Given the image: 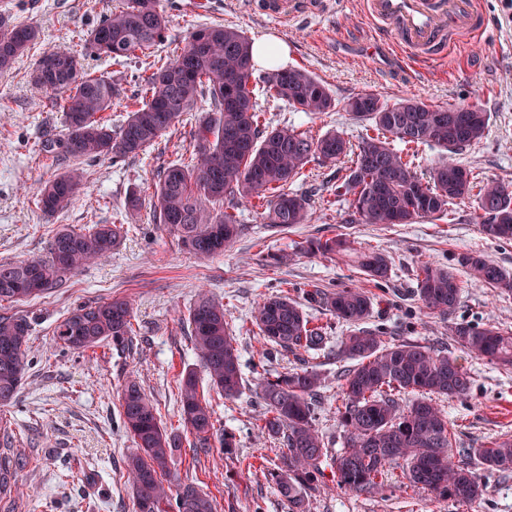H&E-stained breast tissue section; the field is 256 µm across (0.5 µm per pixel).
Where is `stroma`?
<instances>
[{
	"label": "stroma",
	"mask_w": 512,
	"mask_h": 512,
	"mask_svg": "<svg viewBox=\"0 0 512 512\" xmlns=\"http://www.w3.org/2000/svg\"><path fill=\"white\" fill-rule=\"evenodd\" d=\"M279 2L278 15L271 16L264 0H162L169 30L156 54L166 56L190 32L213 24L237 27L250 38L262 32L276 35L289 47V66L320 80L338 106L309 114L260 94L256 107L267 125L314 138L333 131L353 146L373 128L342 105L362 92L378 93L391 103L414 97L442 107L477 105L489 115L488 129L479 143L460 152L458 161L478 180L512 187V10L502 0H478L491 18L490 29L476 38L456 35L447 58L426 66L402 63L384 50L367 55L372 24L366 0H307L299 9L295 0ZM118 4L119 0H12L14 21L35 26L39 36L10 71L0 73V262L44 256L52 236L63 227L85 230L111 223L117 214L124 215L125 222L112 254L70 274L63 287L0 302V314L20 316L31 324L21 392L15 402L0 407V457L18 455L25 461L10 495L0 497V512H134L125 463L135 445L120 419L121 392L132 380L153 401L162 425L180 438L171 466L179 482L196 483L216 499L218 512H290L272 477L283 447L277 440L258 437L254 428L263 413L252 384L255 373L277 375L297 366H316L325 385L315 424L326 447L335 452L345 444L336 415L337 378L348 364L321 352H268L252 323L257 303L288 292L334 347L348 327L327 307L309 301L307 293L316 287L332 292L361 288L373 302L367 327L386 339L450 350L454 343L449 320L426 310L417 295L420 266L453 269L462 298L451 320L512 330V295L487 287L456 262L459 254L476 253L512 271V241L482 233L472 197L452 204L440 220L340 223L344 203L336 188L350 161L329 163L315 157L292 185L311 198L310 223L279 232L264 224L260 210L241 207L236 238L221 253L196 256L154 223L149 206L134 212L128 208L130 192L148 196L160 169L190 156L198 119L194 113L181 117L144 154L116 164L103 158L86 162L84 183L70 207L44 218L33 194L40 182L64 167L40 144L63 138L65 126L60 106L33 86L34 64L49 51L79 50L82 34ZM84 65L91 75L122 79L125 93L113 102L110 113L113 126H120L129 103L139 95L133 80L136 64L89 56ZM336 235L347 238L355 249L386 254L391 262L389 279L380 284L366 280L345 256L299 251L307 239ZM270 254L281 256V263H267ZM202 290L223 304L241 352L247 384L233 400L211 390L206 375L199 372L186 318ZM115 298L131 304L136 330L132 344L117 347L105 340L81 354L56 343L53 330L73 308ZM459 362L472 378L470 394L438 401L455 432L457 462L461 449L512 439V370L464 353ZM191 368L199 372V390L215 411L217 427L234 438L232 452L216 446L199 455L193 448L194 437L181 420L178 390L180 374ZM477 475L484 496L473 505L459 506L405 487L398 468L385 470L382 491L370 495L339 488L328 471L321 476L318 491L309 496L306 510L512 512V471L481 468Z\"/></svg>",
	"instance_id": "1"
}]
</instances>
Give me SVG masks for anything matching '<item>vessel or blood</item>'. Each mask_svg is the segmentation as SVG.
<instances>
[{"label":"vessel or blood","mask_w":512,"mask_h":512,"mask_svg":"<svg viewBox=\"0 0 512 512\" xmlns=\"http://www.w3.org/2000/svg\"><path fill=\"white\" fill-rule=\"evenodd\" d=\"M368 8L380 24L378 47L395 44L413 55H441L452 35L488 26L474 0H369Z\"/></svg>","instance_id":"obj_1"}]
</instances>
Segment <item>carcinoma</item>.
I'll return each mask as SVG.
<instances>
[{
    "instance_id": "carcinoma-1",
    "label": "carcinoma",
    "mask_w": 512,
    "mask_h": 512,
    "mask_svg": "<svg viewBox=\"0 0 512 512\" xmlns=\"http://www.w3.org/2000/svg\"><path fill=\"white\" fill-rule=\"evenodd\" d=\"M168 16L160 0H124L82 36L85 54L148 60L151 73L141 79L142 101L126 121L112 128L103 114L112 109L123 88L112 76H91L79 55L70 51L44 54L33 80L41 91L60 97L66 133L47 140L43 150L69 168L41 184L36 201L47 217L66 210L83 184L85 161L114 162L145 151L181 116L195 112L209 97L194 132L193 153L157 174L153 192V221L175 232L181 245L199 256L224 250L237 236L239 224L224 203L258 200L266 223L285 230L312 218L310 199L288 189L313 155L336 162L353 154L338 194L348 202L345 224H412L439 220L448 206L471 196L478 200L479 224L493 239H512V190L494 181L471 177L455 155L478 143L486 133L488 116L468 112L465 104L434 106L417 99L389 103L373 92L353 96L346 111L373 123L377 134L365 137L355 151L338 133L317 139L289 129L263 128L249 85L253 79L251 42L225 25L199 28L184 46L165 61H149L167 37ZM37 38V30L0 14V71L21 59ZM262 91L287 102L298 112L319 114L336 108L329 90L308 72L273 65L259 76ZM433 144L445 155L420 177L412 161L392 147ZM120 241L116 224H96L86 231L64 227L51 238L46 255L32 260L0 263V301H19L60 287L73 271L106 258ZM300 251L313 255L354 254L367 279L389 276V258L377 251L352 250L343 238H312ZM458 265L490 288L512 293V272L473 253H462ZM417 294L429 311L447 318L460 304L461 287L450 269L425 263L420 267ZM310 299L324 304L348 325L337 354L354 361L338 384L342 404L337 408L345 431V446L334 454L314 425V402L322 388L321 374L309 367L272 376L257 373L254 384L265 408L258 434L283 445L281 466L274 474L279 495L292 512H305L306 499L318 489L329 468L338 486L356 493L382 489L386 468L400 466L408 484L446 502L468 505L481 499L484 485L468 464L452 460L454 433L448 417L431 396L466 397L471 376L451 351L419 342L386 341L366 326L372 310L361 288L325 292ZM255 326L274 350L297 354L318 351L326 337L309 326L302 305L288 295L258 303ZM200 366L210 386L230 399L244 388L245 377L236 340L224 319V305L199 294L186 318ZM456 349L505 369L512 368V331L493 324L448 326ZM30 324L24 317L0 316V405L20 393L27 365ZM130 304L121 299L79 305L54 330L56 343L84 351L110 339L131 342ZM414 395L402 403L400 396ZM180 411L195 438L194 447L208 452L216 441L232 451L233 439L216 427L214 411L198 392L193 370L179 380ZM120 419L137 452L126 461L135 512H217L211 496L192 484L173 486V449L179 438L163 427L158 411L141 386L128 382L121 393ZM463 455L488 470H512V441H495L485 448H463ZM20 457L0 459V492Z\"/></svg>"
}]
</instances>
